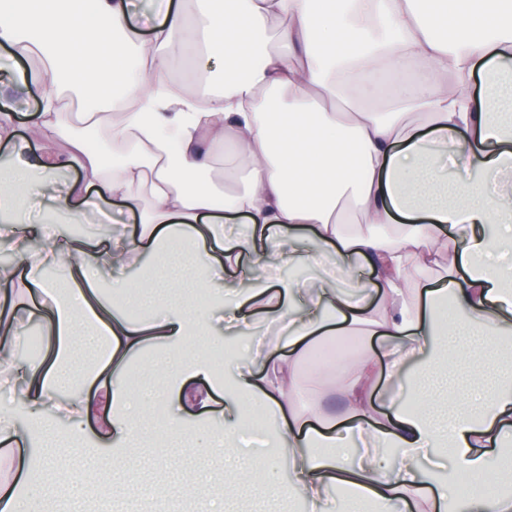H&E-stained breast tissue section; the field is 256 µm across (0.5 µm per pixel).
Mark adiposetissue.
Returning <instances> with one entry per match:
<instances>
[{"instance_id": "ef3b65f1", "label": "adipose tissue", "mask_w": 512, "mask_h": 512, "mask_svg": "<svg viewBox=\"0 0 512 512\" xmlns=\"http://www.w3.org/2000/svg\"><path fill=\"white\" fill-rule=\"evenodd\" d=\"M156 19L142 28L134 0H8L0 7V84L37 96L41 150L17 139L14 116L0 113V245L16 263L0 273V355L18 399L0 400V444L43 448H153L160 464L186 437L212 393L223 392L212 445L241 444L276 422L278 451L261 448L250 463L204 473L241 495L239 477L264 467L266 490L308 512H512V367L500 363L512 334V0H153ZM201 71L219 74L223 93L184 96L170 86L172 56L190 42ZM417 63L422 78L389 107L348 103L357 78ZM89 100L70 112L67 93ZM421 114L420 124L410 121ZM223 155H216V148ZM237 186L212 178L216 162ZM83 179H74V171ZM127 204L133 227L76 240L67 224ZM245 219L248 232L225 237L217 225ZM453 258L437 287L409 277L444 251ZM166 253L163 270H143L145 253ZM261 255L232 304L214 289L219 271L237 272L244 253ZM194 255L198 293L188 306H161L167 288ZM332 259L336 274L314 287L283 278L286 270ZM63 268L64 289L46 277ZM142 268L134 293L124 274ZM113 276L103 288L98 273ZM43 297L25 315L22 292ZM226 332L252 340L234 392L210 365L196 337L216 313ZM277 330L260 334L256 315ZM45 350L38 362L14 358L31 323ZM363 333L379 349L336 361L345 376L340 415L313 426L294 384L310 345ZM488 362L462 389L436 394L396 381L409 368L441 359ZM165 352L164 374L142 365V388L130 369L151 348ZM387 377L382 404L373 385ZM169 415L146 421L157 404ZM100 427L89 435L87 423ZM65 434H58V422ZM393 449L384 457L382 449ZM451 467H443V460ZM286 480H278L279 471ZM484 492L458 491L459 476Z\"/></svg>"}]
</instances>
